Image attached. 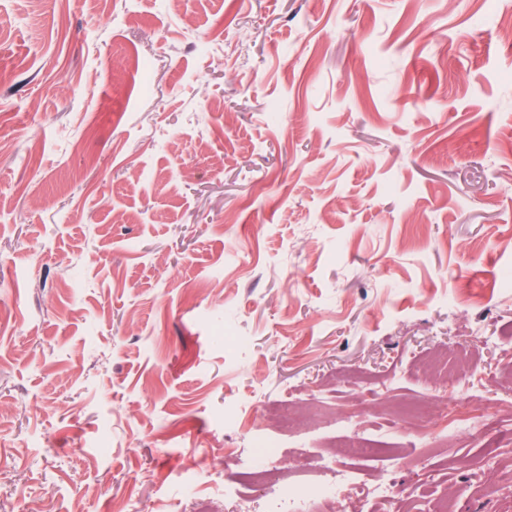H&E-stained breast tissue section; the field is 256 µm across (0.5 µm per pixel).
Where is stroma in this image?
Masks as SVG:
<instances>
[{"mask_svg":"<svg viewBox=\"0 0 512 512\" xmlns=\"http://www.w3.org/2000/svg\"><path fill=\"white\" fill-rule=\"evenodd\" d=\"M511 27L0 0V512H236L261 440L512 512L480 466L512 462ZM438 350L477 361L459 434Z\"/></svg>","mask_w":512,"mask_h":512,"instance_id":"obj_1","label":"stroma"}]
</instances>
